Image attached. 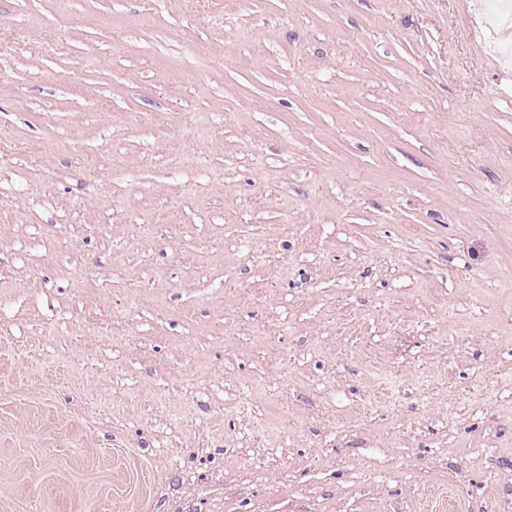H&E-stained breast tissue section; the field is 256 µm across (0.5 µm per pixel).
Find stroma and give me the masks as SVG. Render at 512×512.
<instances>
[{
  "mask_svg": "<svg viewBox=\"0 0 512 512\" xmlns=\"http://www.w3.org/2000/svg\"><path fill=\"white\" fill-rule=\"evenodd\" d=\"M0 512H512L485 0H0Z\"/></svg>",
  "mask_w": 512,
  "mask_h": 512,
  "instance_id": "stroma-1",
  "label": "stroma"
}]
</instances>
